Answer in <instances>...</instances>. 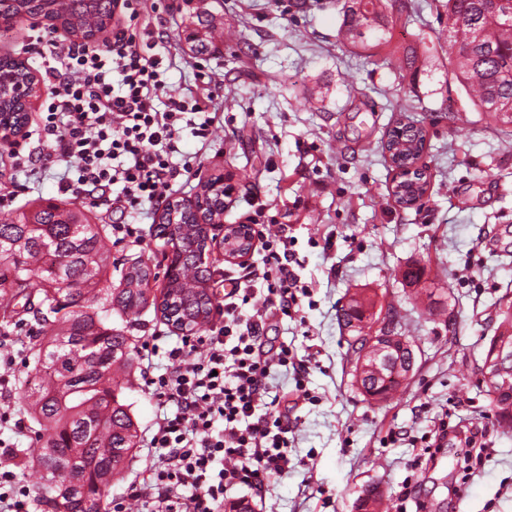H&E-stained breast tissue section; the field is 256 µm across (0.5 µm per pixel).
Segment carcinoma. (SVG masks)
<instances>
[{"mask_svg":"<svg viewBox=\"0 0 512 512\" xmlns=\"http://www.w3.org/2000/svg\"><path fill=\"white\" fill-rule=\"evenodd\" d=\"M448 64L476 111L493 122L512 127V0H447ZM385 0H343L339 36L355 46L375 47L389 28ZM70 18V32L90 35L106 26L112 0L68 4L66 0H0V13L21 19L27 15ZM201 29L189 34L191 51L203 55L216 49L213 15H196ZM13 126L20 128L27 113L13 104L0 103ZM413 143L408 156L415 162L424 148L423 128L401 126ZM214 181L202 186L206 213L224 216V195L210 191ZM191 208L166 206L159 216L157 235L172 245L169 281L162 301L149 295L151 268L139 261L112 283L109 249L104 229L90 223L81 211L64 202L41 201L17 220L0 221V248L12 249L0 261V298H22L36 305L40 328L16 337L21 369L16 378L17 408L29 422V446L15 449L12 461L35 470L32 494L37 507L51 505L52 512H107L112 475L133 457L138 428L128 405L120 399L122 383L112 377V366L129 367L135 339L129 325H112V313L141 316L148 306L160 308L163 318L180 330L193 331L200 313L211 314L212 296L184 288L180 280L192 274L197 281L210 278L202 259L205 238L195 228ZM40 299L33 303L31 288ZM374 307L370 298H351L340 321L354 332L346 340L347 360L358 372L360 359L374 361L366 350L360 313ZM413 368L410 345L402 350L400 366L381 364L382 372L362 378L365 389L388 384L391 394ZM89 475V488H71L59 481L55 489L44 473L61 467Z\"/></svg>","mask_w":512,"mask_h":512,"instance_id":"carcinoma-1","label":"carcinoma"}]
</instances>
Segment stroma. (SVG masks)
<instances>
[{
  "instance_id": "1",
  "label": "stroma",
  "mask_w": 512,
  "mask_h": 512,
  "mask_svg": "<svg viewBox=\"0 0 512 512\" xmlns=\"http://www.w3.org/2000/svg\"><path fill=\"white\" fill-rule=\"evenodd\" d=\"M394 23L386 44L362 49L338 37L336 0H224V39L199 56L186 41L193 0H156L154 22L166 27L162 53L167 82L182 98L212 97L220 113L210 149L183 132L182 151L200 152L177 197L194 199L207 177L229 176L236 191L226 200L228 224H285L301 261V285L310 289L301 318L275 315L266 334L298 358H311L308 396L297 399L292 372L268 382L296 400L288 475L269 480L265 503L254 512H353L363 485L382 493L379 512H512V429L496 415L481 368L501 306L512 302V131L474 111L448 71L446 0H392ZM58 34L42 17L0 24V58L27 61L19 43L29 28ZM421 56L401 68L405 51ZM424 128L421 164L427 173L422 208L404 209L392 197L396 170L381 144L399 115ZM13 197L0 219L32 201L58 198L55 169L25 182L0 158V196ZM160 207L137 218L144 246L122 244L114 259L143 262L157 277L149 293L161 296L171 246L155 238ZM417 266L420 284L402 273ZM375 312L398 314L415 367L407 384L383 403L365 399L345 360L348 332L339 311L358 293ZM134 354L130 404L141 441L133 460L112 479L119 504L141 479L152 451L156 416ZM449 425L476 424L481 452L464 459L458 441L436 458L418 459L390 432H428L440 414ZM416 494L401 500L403 482Z\"/></svg>"
}]
</instances>
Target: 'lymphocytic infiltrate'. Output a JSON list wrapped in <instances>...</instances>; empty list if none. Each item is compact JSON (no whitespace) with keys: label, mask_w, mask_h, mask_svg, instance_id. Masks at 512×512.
Masks as SVG:
<instances>
[{"label":"lymphocytic infiltrate","mask_w":512,"mask_h":512,"mask_svg":"<svg viewBox=\"0 0 512 512\" xmlns=\"http://www.w3.org/2000/svg\"><path fill=\"white\" fill-rule=\"evenodd\" d=\"M112 6L121 18L102 44L28 34L51 92L33 130L40 152L13 149L9 158L27 176L48 162L63 166L58 191L72 200L116 188L114 201L130 221L113 225L112 234L140 246L145 239L132 218L145 205L167 202L176 179L191 171L178 147L182 128L206 147L219 118L172 94L157 50L167 32L150 22L153 0H112ZM259 242L262 263L232 279L217 307L220 324L167 349L158 333L141 346L145 357L164 356L167 367L144 377L157 412L146 475L126 489L139 512L158 505L164 512H224L233 488L265 498L269 478L290 468L292 423L267 380L289 368L296 390H303L308 366L287 346L264 352L259 341L269 310L299 314L307 289L292 268L297 256L285 230L260 233Z\"/></svg>","instance_id":"obj_1"}]
</instances>
